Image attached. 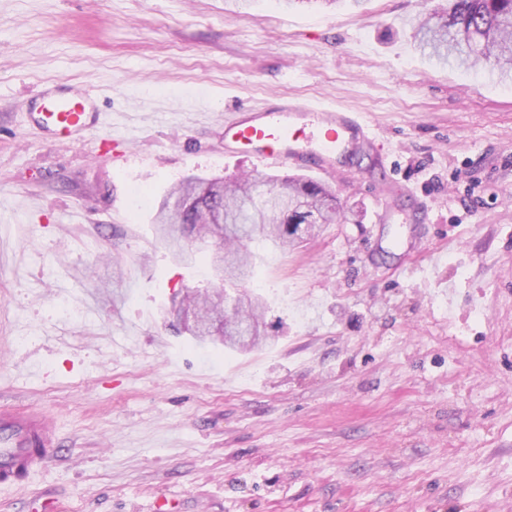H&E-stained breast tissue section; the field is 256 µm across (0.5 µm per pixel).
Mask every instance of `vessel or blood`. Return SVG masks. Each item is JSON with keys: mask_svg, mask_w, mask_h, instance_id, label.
Segmentation results:
<instances>
[{"mask_svg": "<svg viewBox=\"0 0 512 512\" xmlns=\"http://www.w3.org/2000/svg\"><path fill=\"white\" fill-rule=\"evenodd\" d=\"M28 119L67 142L104 127L86 84L44 89L30 100ZM370 133L371 123L362 113L288 100L264 111L237 113L224 125V153L330 173L368 146ZM59 445L52 421L41 412L0 406V486L21 485L31 470L54 458Z\"/></svg>", "mask_w": 512, "mask_h": 512, "instance_id": "1", "label": "vessel or blood"}]
</instances>
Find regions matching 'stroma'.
<instances>
[{
    "label": "stroma",
    "mask_w": 512,
    "mask_h": 512,
    "mask_svg": "<svg viewBox=\"0 0 512 512\" xmlns=\"http://www.w3.org/2000/svg\"><path fill=\"white\" fill-rule=\"evenodd\" d=\"M424 9L0 0V405L61 438L0 512H512V79L424 56ZM46 81L90 83L111 128L30 125ZM288 96L372 121L351 167L306 173L351 219L254 240L267 341L199 343L164 308L208 276L155 209L282 174L225 157L224 123Z\"/></svg>",
    "instance_id": "1"
}]
</instances>
